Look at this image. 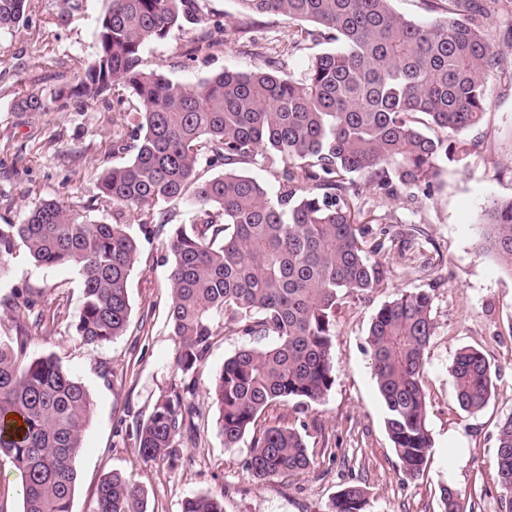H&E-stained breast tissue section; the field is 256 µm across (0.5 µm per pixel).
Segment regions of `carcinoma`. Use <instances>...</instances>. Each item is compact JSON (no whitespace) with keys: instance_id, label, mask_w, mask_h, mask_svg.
I'll list each match as a JSON object with an SVG mask.
<instances>
[{"instance_id":"cac0c4a2","label":"carcinoma","mask_w":512,"mask_h":512,"mask_svg":"<svg viewBox=\"0 0 512 512\" xmlns=\"http://www.w3.org/2000/svg\"><path fill=\"white\" fill-rule=\"evenodd\" d=\"M393 0H239L247 18L273 14L306 25L305 36L336 43L313 57L300 79L275 58L248 72L226 71L185 86L149 68L146 44L197 18V0H109L93 59L75 82L50 94H18V112H63L91 101L112 104L117 130L100 176L112 221L89 222L55 200H41L22 224H0V275L23 248L39 265L76 264L82 303L75 335L104 345L126 333L127 283L142 244L164 238L168 325L186 375L204 365L218 329L257 336L224 360L208 392L224 448L252 434L243 468L263 481L314 466L296 427H258L279 403L319 404L335 382L331 357L341 301L385 281L380 260L390 226L360 221L355 177L384 200L414 204L434 195L433 179L459 163L456 138L488 108L489 79L500 67L492 21L498 0H429L436 16L417 22ZM36 0H0V32L24 24ZM224 41L208 31L189 56ZM224 166L205 176L204 167ZM262 164L278 189L247 174ZM189 202L186 223L154 208ZM480 250L512 274V197L492 200L477 216ZM41 290L18 288L0 300L17 335L0 341V458L22 476L23 512H72L75 459L83 448L92 401L51 355L27 356L29 330L44 322ZM431 296L401 290L370 324L372 375L401 472L420 475L431 437L423 387L426 350L435 334ZM456 402L467 414L489 403L495 372L477 349H460L451 366ZM188 384L133 419L134 447L145 462L176 461L195 436ZM494 480L512 512V415L497 427ZM443 512H466L465 497L445 486ZM365 487L336 492L331 512H368ZM93 512H149L145 490L122 473L97 484ZM181 512H224V495L194 494Z\"/></svg>"}]
</instances>
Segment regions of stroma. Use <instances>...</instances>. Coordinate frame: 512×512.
I'll list each match as a JSON object with an SVG mask.
<instances>
[{
  "label": "stroma",
  "mask_w": 512,
  "mask_h": 512,
  "mask_svg": "<svg viewBox=\"0 0 512 512\" xmlns=\"http://www.w3.org/2000/svg\"><path fill=\"white\" fill-rule=\"evenodd\" d=\"M199 4L197 21L144 49L146 65L173 82L193 85L227 69L250 70L269 56L298 77L316 54L330 48L305 40L296 25L273 15L263 17L255 44H248L237 33L245 21L237 0ZM107 7V0H82L62 21L56 0H39L29 24L0 33V70L10 71L0 77V224L22 223L44 199L91 222L112 218L99 200V178L113 164L111 105L95 102L70 112L14 109L19 92L50 91L52 72L71 79L83 73ZM219 22L223 46L187 59L198 35ZM487 94L483 120L459 137L466 158L439 172L432 199L410 208L380 199L366 182L358 184L361 209L391 222L380 254L384 285L342 301L332 343L336 378L325 400L302 415L290 403L265 415L270 424L305 425L315 457L311 470L258 482L243 468L249 441L225 450L207 391L225 359L254 342L228 330L215 336L193 378L197 446L186 448L175 466L137 457L132 417H147L159 398L184 381L174 362L177 339L166 322L168 267L159 244L143 245L128 279L127 332L101 346L83 344L73 331L82 303L78 266H39L22 249L10 257L0 276V299L18 288H38L42 308L53 316L32 330L29 356H54L85 385L93 402L75 461L73 512H92L97 483L112 470L143 487L154 512H180L185 497L202 493L223 494L224 512H331L336 492L349 483L366 487L371 512H441L440 490L448 484L465 494L472 512H500L502 492L493 475L497 425L512 414V274L480 251L477 216L489 200L512 196V46L503 47L500 71ZM400 289L428 292L436 325L424 379L432 448L425 469L413 479L402 474L391 448L366 344L374 314ZM462 347L480 350L496 372L491 400L476 414L455 402L450 366Z\"/></svg>",
  "instance_id": "stroma-1"
}]
</instances>
